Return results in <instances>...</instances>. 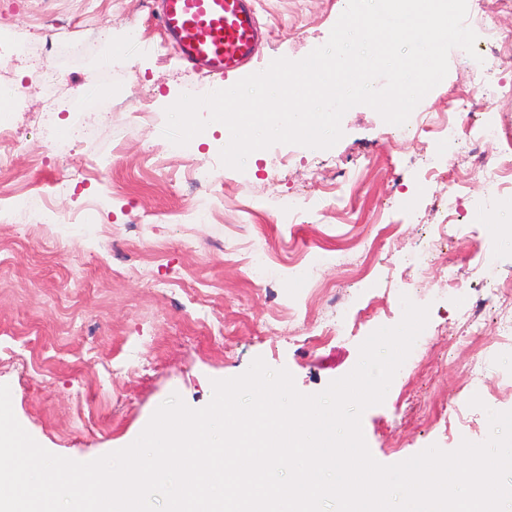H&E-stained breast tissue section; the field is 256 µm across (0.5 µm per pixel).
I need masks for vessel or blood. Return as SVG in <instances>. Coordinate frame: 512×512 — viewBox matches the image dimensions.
<instances>
[{"label": "vessel or blood", "instance_id": "obj_1", "mask_svg": "<svg viewBox=\"0 0 512 512\" xmlns=\"http://www.w3.org/2000/svg\"><path fill=\"white\" fill-rule=\"evenodd\" d=\"M158 21L183 61L225 77L253 61L254 0H160Z\"/></svg>", "mask_w": 512, "mask_h": 512}]
</instances>
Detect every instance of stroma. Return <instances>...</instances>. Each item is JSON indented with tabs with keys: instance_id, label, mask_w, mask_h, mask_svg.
I'll return each mask as SVG.
<instances>
[{
	"instance_id": "stroma-1",
	"label": "stroma",
	"mask_w": 512,
	"mask_h": 512,
	"mask_svg": "<svg viewBox=\"0 0 512 512\" xmlns=\"http://www.w3.org/2000/svg\"><path fill=\"white\" fill-rule=\"evenodd\" d=\"M263 39L242 73L224 79L187 66L167 43L155 0H0V31L53 51L0 61V91L21 148L0 169V185L23 187L25 203L0 215V344L38 330L54 372L35 379L0 365L14 415L49 452L91 461L133 443L171 395L200 409L212 383L243 374L255 358L287 369L305 394L350 373L360 344L402 318L401 296L429 308L424 330L429 362L405 360L383 403L368 408L362 430L381 464L402 462L435 445L480 443L487 410L512 409V347L459 352L462 305L447 283L430 282L417 255L437 225L452 224L448 273L459 282L512 276V209L487 198L453 224L444 200L456 186L428 175L422 158L456 156L458 175L471 162L457 146L418 132L387 135L372 108L356 105L330 149L275 144L251 153L244 170L220 162L224 135L209 126L204 145L175 152L164 137L165 110L181 94L230 87L275 59L299 60L324 45L344 0H256ZM107 27L117 50L97 66ZM458 52L446 77L418 104L444 112L448 98L476 86ZM92 99L74 117L70 103ZM75 137L73 156L47 145L48 131ZM211 167L212 182L188 172ZM311 195L314 203L287 218L280 200ZM52 203L77 224H33ZM196 242L182 251L180 238ZM274 258L266 288L247 275L248 250ZM368 261L359 283L349 270ZM329 288L340 307L318 300ZM306 321L295 320L296 312ZM343 313L352 331L314 346L312 325ZM483 363L487 381H444L443 358ZM479 396L483 408L469 406Z\"/></svg>"
}]
</instances>
